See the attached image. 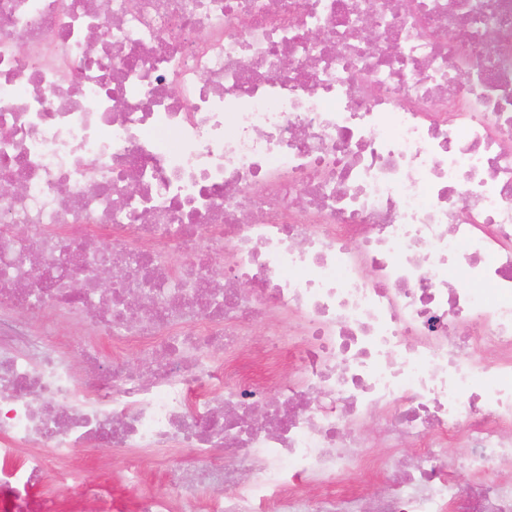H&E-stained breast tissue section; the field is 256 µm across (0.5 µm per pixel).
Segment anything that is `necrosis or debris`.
I'll list each match as a JSON object with an SVG mask.
<instances>
[{"label":"necrosis or debris","instance_id":"1","mask_svg":"<svg viewBox=\"0 0 512 512\" xmlns=\"http://www.w3.org/2000/svg\"><path fill=\"white\" fill-rule=\"evenodd\" d=\"M91 3L0 0V308L91 329L0 339V512H512V0ZM76 474L73 479L57 481L48 489L51 497L57 501H64L74 481H82L85 484L99 482V466H105L110 471V480L100 488L102 495L112 494V502L121 503L131 499V494L126 489L125 469L123 460L118 456H111L108 448H79L75 451ZM141 469L144 475L143 489H156L161 487L160 480L163 477L162 473H165L167 470L166 467L158 464L154 455L144 454Z\"/></svg>","mask_w":512,"mask_h":512}]
</instances>
